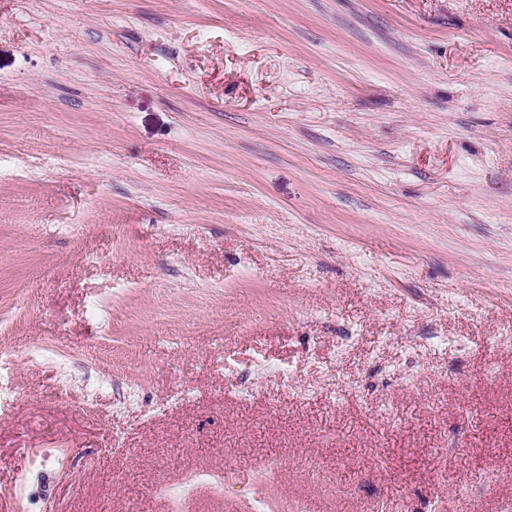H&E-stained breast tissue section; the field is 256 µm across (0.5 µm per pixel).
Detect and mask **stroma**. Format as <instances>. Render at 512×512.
<instances>
[{
    "label": "stroma",
    "instance_id": "35a3bbf8",
    "mask_svg": "<svg viewBox=\"0 0 512 512\" xmlns=\"http://www.w3.org/2000/svg\"><path fill=\"white\" fill-rule=\"evenodd\" d=\"M0 512H512V0H0Z\"/></svg>",
    "mask_w": 512,
    "mask_h": 512
}]
</instances>
